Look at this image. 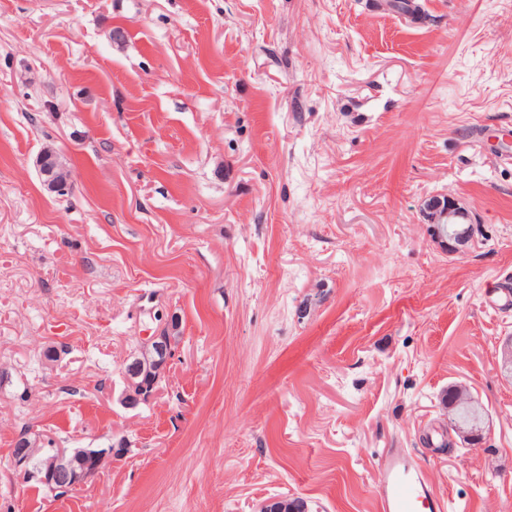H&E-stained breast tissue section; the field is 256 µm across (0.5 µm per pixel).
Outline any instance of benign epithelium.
<instances>
[{
    "label": "benign epithelium",
    "instance_id": "benign-epithelium-1",
    "mask_svg": "<svg viewBox=\"0 0 512 512\" xmlns=\"http://www.w3.org/2000/svg\"><path fill=\"white\" fill-rule=\"evenodd\" d=\"M36 168L43 184L59 195L69 193L71 172L51 148L43 150L36 159ZM426 214L433 224V234L445 246L448 255L462 253L472 241V232L462 228L469 219L468 211L455 200L434 197L426 204ZM173 340L153 336L142 348V354L124 367V403L137 406L149 397L166 373L172 355ZM469 418L461 420L448 416V432L466 445L484 438L489 430V418L483 408H469ZM11 463L26 484L46 485L52 493L67 494L73 488L105 470L112 463L110 448H42L39 439L30 432L20 433L11 452ZM260 512H299V499L278 497L260 506Z\"/></svg>",
    "mask_w": 512,
    "mask_h": 512
}]
</instances>
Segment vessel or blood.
I'll use <instances>...</instances> for the list:
<instances>
[{
	"instance_id": "vessel-or-blood-1",
	"label": "vessel or blood",
	"mask_w": 512,
	"mask_h": 512,
	"mask_svg": "<svg viewBox=\"0 0 512 512\" xmlns=\"http://www.w3.org/2000/svg\"><path fill=\"white\" fill-rule=\"evenodd\" d=\"M380 512H446L444 503L401 448L388 451L379 484Z\"/></svg>"
}]
</instances>
